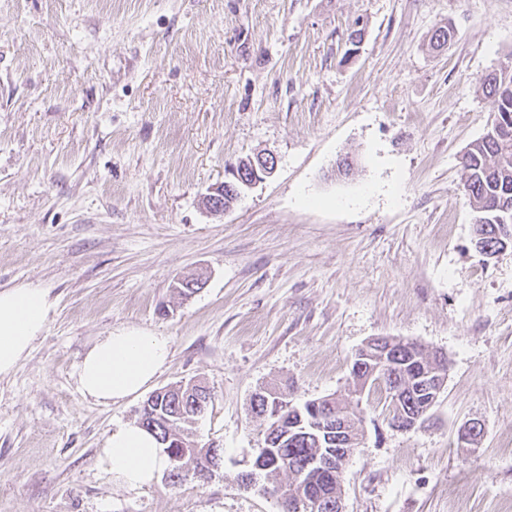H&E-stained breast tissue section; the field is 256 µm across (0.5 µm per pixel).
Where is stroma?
<instances>
[{"label":"stroma","mask_w":512,"mask_h":512,"mask_svg":"<svg viewBox=\"0 0 512 512\" xmlns=\"http://www.w3.org/2000/svg\"><path fill=\"white\" fill-rule=\"evenodd\" d=\"M511 61L512 0H0V290L53 303L0 376V512H279L239 482L263 445L249 399L273 384L362 417L344 512H512V249L477 252L460 192L493 113L478 80ZM257 152L275 174L207 212ZM124 327L168 337L155 388L210 387L193 433L224 450L212 479L128 490L102 468L142 400L86 399L77 371ZM376 336L445 354L426 426L353 396Z\"/></svg>","instance_id":"stroma-1"}]
</instances>
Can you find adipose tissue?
I'll list each match as a JSON object with an SVG mask.
<instances>
[{
    "label": "adipose tissue",
    "instance_id": "ef3b65f1",
    "mask_svg": "<svg viewBox=\"0 0 512 512\" xmlns=\"http://www.w3.org/2000/svg\"><path fill=\"white\" fill-rule=\"evenodd\" d=\"M52 304L43 288L20 286L0 291V375L11 373L43 334ZM170 356L167 337L135 327L119 328L96 342L78 372L81 393L109 405L148 390ZM100 462L128 489L150 484L169 460L155 436L137 423L115 426Z\"/></svg>",
    "mask_w": 512,
    "mask_h": 512
}]
</instances>
